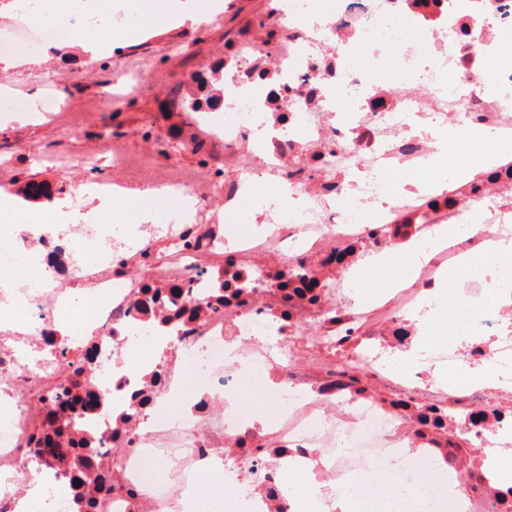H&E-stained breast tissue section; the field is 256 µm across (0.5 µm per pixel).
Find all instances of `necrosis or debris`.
I'll return each instance as SVG.
<instances>
[{"instance_id":"4bbe7bcc","label":"necrosis or debris","mask_w":512,"mask_h":512,"mask_svg":"<svg viewBox=\"0 0 512 512\" xmlns=\"http://www.w3.org/2000/svg\"><path fill=\"white\" fill-rule=\"evenodd\" d=\"M324 14L288 0L269 28L218 53L208 74H189L171 102L198 99L191 139L224 157L205 172L157 173L153 191L190 202L154 208L127 228L25 224L0 236V308L19 306L27 327L0 322V512H181L189 484L222 466L247 485L257 512H294L281 474L300 458L323 494L321 512H343L349 481L394 461L393 482L416 483L424 512H512V480H493L487 461L512 460V386L435 383V367L484 374L512 369V255L485 252L512 238V0H327ZM58 26L20 10L0 31V53L35 56ZM236 87L212 99L211 85ZM490 133L504 146L462 180L427 181L437 131ZM270 136L257 140L255 127ZM407 173L391 191L381 175ZM286 190L291 206L267 208L255 227L228 236L253 177ZM218 197L223 212L198 203ZM378 214L364 223L362 210ZM478 219L484 229L430 251L409 284L361 303L358 270L440 224ZM484 251L480 270L462 257ZM20 265L39 270L9 279ZM483 307L476 334L408 370L390 358L421 342L441 275ZM80 304L90 332L60 329V310ZM150 354L137 365L132 341ZM196 380L189 417H159L169 397ZM273 380L294 392L266 424L241 414L243 384ZM77 386L80 401L61 395ZM65 427L86 451L73 468L35 455L36 440ZM458 483L446 489L438 462ZM83 481L75 488L73 478ZM51 494L18 504L31 479Z\"/></svg>"}]
</instances>
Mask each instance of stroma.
<instances>
[{
    "label": "stroma",
    "instance_id": "1",
    "mask_svg": "<svg viewBox=\"0 0 512 512\" xmlns=\"http://www.w3.org/2000/svg\"><path fill=\"white\" fill-rule=\"evenodd\" d=\"M218 19L174 27L148 17L143 25L122 29L111 56L87 61L81 57L53 58L39 67L0 71V84L9 85L17 106L28 99L54 95L64 109L45 121L13 122L0 127V189L19 193L29 182L50 185L58 198L71 200L90 177H110L107 167L89 173L85 159L100 153L106 140L116 138L135 150L152 144L147 161L126 173L130 182L146 180L155 170L176 164L195 167L205 152L184 149L183 139L198 130L174 113L162 84H177L185 76L207 68L224 45L246 29L268 20L271 0H223ZM150 69L156 84L108 102L127 75Z\"/></svg>",
    "mask_w": 512,
    "mask_h": 512
}]
</instances>
